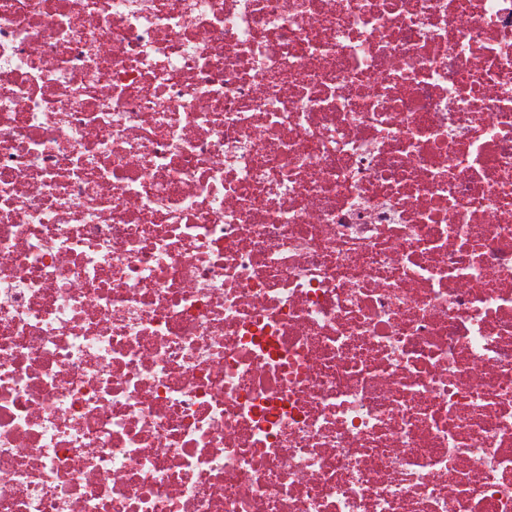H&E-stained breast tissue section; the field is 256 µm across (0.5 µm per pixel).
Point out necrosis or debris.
Listing matches in <instances>:
<instances>
[{"label": "necrosis or debris", "instance_id": "obj_1", "mask_svg": "<svg viewBox=\"0 0 512 512\" xmlns=\"http://www.w3.org/2000/svg\"><path fill=\"white\" fill-rule=\"evenodd\" d=\"M0 512H512V0H0Z\"/></svg>", "mask_w": 512, "mask_h": 512}]
</instances>
